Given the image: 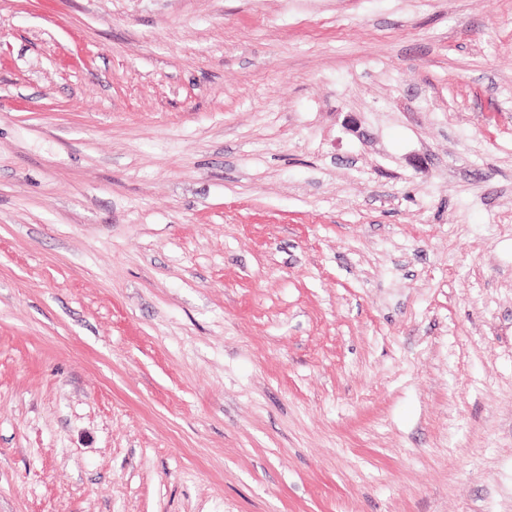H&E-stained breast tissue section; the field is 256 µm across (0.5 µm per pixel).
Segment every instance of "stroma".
Returning <instances> with one entry per match:
<instances>
[{
	"label": "stroma",
	"mask_w": 512,
	"mask_h": 512,
	"mask_svg": "<svg viewBox=\"0 0 512 512\" xmlns=\"http://www.w3.org/2000/svg\"><path fill=\"white\" fill-rule=\"evenodd\" d=\"M0 512H512V0H0Z\"/></svg>",
	"instance_id": "stroma-1"
}]
</instances>
